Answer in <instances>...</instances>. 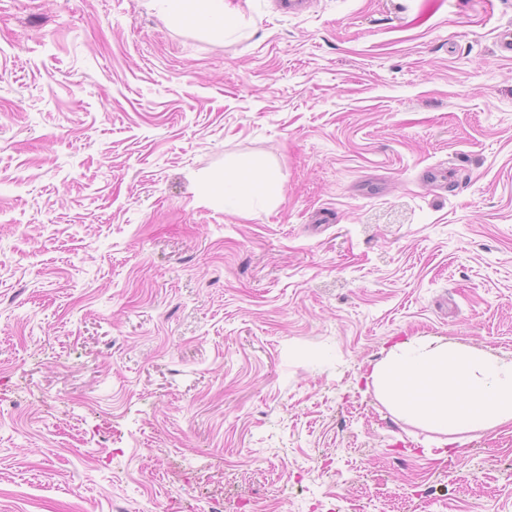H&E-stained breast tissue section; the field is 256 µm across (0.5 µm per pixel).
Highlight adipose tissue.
<instances>
[{"instance_id": "ef3b65f1", "label": "adipose tissue", "mask_w": 512, "mask_h": 512, "mask_svg": "<svg viewBox=\"0 0 512 512\" xmlns=\"http://www.w3.org/2000/svg\"><path fill=\"white\" fill-rule=\"evenodd\" d=\"M370 380L392 409L442 433V450L455 446L457 432L512 424V359L402 340L373 367Z\"/></svg>"}]
</instances>
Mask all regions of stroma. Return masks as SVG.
<instances>
[{"mask_svg": "<svg viewBox=\"0 0 512 512\" xmlns=\"http://www.w3.org/2000/svg\"><path fill=\"white\" fill-rule=\"evenodd\" d=\"M224 8L0 0V512H512L366 381L512 359V0ZM194 19L201 26L218 27L224 29L228 18L224 13V0H202Z\"/></svg>", "mask_w": 512, "mask_h": 512, "instance_id": "stroma-1", "label": "stroma"}]
</instances>
